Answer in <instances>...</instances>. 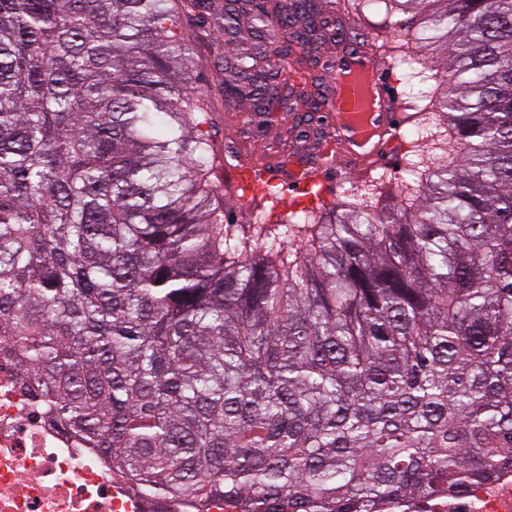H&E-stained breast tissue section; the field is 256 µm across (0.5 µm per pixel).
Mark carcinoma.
Masks as SVG:
<instances>
[{"label": "carcinoma", "instance_id": "carcinoma-1", "mask_svg": "<svg viewBox=\"0 0 512 512\" xmlns=\"http://www.w3.org/2000/svg\"><path fill=\"white\" fill-rule=\"evenodd\" d=\"M413 11L401 204L224 220L188 13L256 41L224 90H304L321 0H0V352L44 413L157 500L379 512L512 466V0Z\"/></svg>", "mask_w": 512, "mask_h": 512}]
</instances>
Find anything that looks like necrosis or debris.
I'll return each instance as SVG.
<instances>
[{
  "label": "necrosis or debris",
  "mask_w": 512,
  "mask_h": 512,
  "mask_svg": "<svg viewBox=\"0 0 512 512\" xmlns=\"http://www.w3.org/2000/svg\"><path fill=\"white\" fill-rule=\"evenodd\" d=\"M189 512L133 492L93 448H85L30 400L11 360L0 358V512ZM409 512H512V470L459 495L410 502Z\"/></svg>",
  "instance_id": "obj_1"
}]
</instances>
